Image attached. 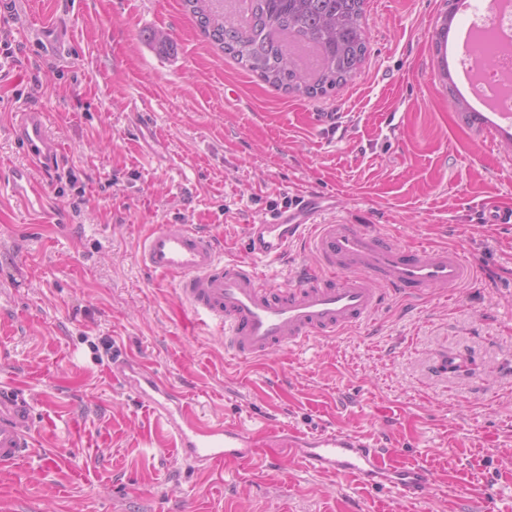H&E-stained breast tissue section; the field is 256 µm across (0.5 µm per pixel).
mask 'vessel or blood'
<instances>
[{
	"label": "vessel or blood",
	"instance_id": "b4317fda",
	"mask_svg": "<svg viewBox=\"0 0 512 512\" xmlns=\"http://www.w3.org/2000/svg\"><path fill=\"white\" fill-rule=\"evenodd\" d=\"M14 134L27 149L30 167H16L9 183L24 200L42 202V179L61 167L64 150L49 129L47 112H18ZM324 196L306 190L271 219L247 225L244 257L222 258L210 235L182 224L148 234L140 257L149 272L178 280L182 302L202 320L224 331V348L251 361L311 337H330L369 322L395 297L419 300L465 283L472 266L458 250L416 248L375 234L363 224H319ZM304 245L313 262L299 267L289 283L274 285L257 260L283 259ZM157 417L182 460L193 470L233 462L244 467H279L296 461L367 488H394L411 498L433 486L421 464H391L371 435L325 429L306 435L271 426L265 442L248 428L207 423L192 413L184 396L151 367L126 359L112 366ZM36 452L32 403L19 389L0 382V467H12Z\"/></svg>",
	"mask_w": 512,
	"mask_h": 512
}]
</instances>
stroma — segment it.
Segmentation results:
<instances>
[{
    "instance_id": "obj_1",
    "label": "stroma",
    "mask_w": 512,
    "mask_h": 512,
    "mask_svg": "<svg viewBox=\"0 0 512 512\" xmlns=\"http://www.w3.org/2000/svg\"><path fill=\"white\" fill-rule=\"evenodd\" d=\"M0 62V378L33 401L39 455L0 470V512H512V141L471 123L438 55L448 0H366L367 52L347 84L309 97L249 73L183 0H16ZM67 31L58 57L38 30ZM168 35V49L153 36ZM48 113L78 183L29 208L19 106ZM147 120L151 139L138 131ZM302 190L335 195L321 224L460 249L456 291L392 300L374 320L256 361L153 276L139 244L185 224L243 253L244 227ZM454 356L469 373L443 372ZM148 363L208 419L378 434L435 482L410 500L292 462L187 469L152 413L112 377Z\"/></svg>"
}]
</instances>
